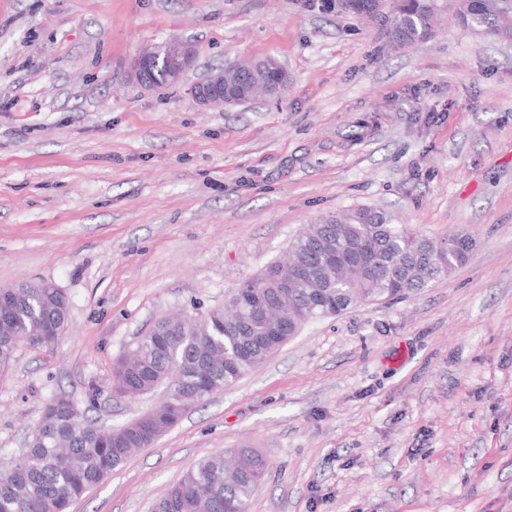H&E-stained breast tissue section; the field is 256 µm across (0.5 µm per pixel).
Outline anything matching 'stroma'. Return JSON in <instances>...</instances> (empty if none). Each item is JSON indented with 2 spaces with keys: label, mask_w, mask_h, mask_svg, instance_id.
<instances>
[{
  "label": "stroma",
  "mask_w": 512,
  "mask_h": 512,
  "mask_svg": "<svg viewBox=\"0 0 512 512\" xmlns=\"http://www.w3.org/2000/svg\"><path fill=\"white\" fill-rule=\"evenodd\" d=\"M173 37L197 49L183 84L142 87L132 57ZM265 56L279 98L185 91ZM358 206L473 247L407 298L308 322L67 512H151L235 448L269 464L249 512H512V43L447 13L396 48L341 0H0V287L69 300L61 341L0 372V461L56 394L109 425L158 406L111 398L113 362Z\"/></svg>",
  "instance_id": "35a3bbf8"
}]
</instances>
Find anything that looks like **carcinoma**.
I'll use <instances>...</instances> for the list:
<instances>
[{"label":"carcinoma","mask_w":512,"mask_h":512,"mask_svg":"<svg viewBox=\"0 0 512 512\" xmlns=\"http://www.w3.org/2000/svg\"><path fill=\"white\" fill-rule=\"evenodd\" d=\"M459 26L468 32L512 40V0H446ZM379 0H343L344 9L376 16ZM440 10L439 0H393L385 17L390 42L407 46L427 38ZM276 75L247 70L225 72V85L252 95L256 84ZM327 234L336 253V279L325 293L310 287L324 260L314 239ZM439 246L408 224L370 207H357L309 225L291 244L283 261L269 263L257 276L235 288L229 306L195 315L160 318L131 352L112 366L110 393L131 397L165 389V400L150 413L115 427L100 425L66 395L44 407L43 421L23 454L0 465V512H65L69 503L102 483L132 454L174 427L191 407L231 386L265 360L261 349L246 346L252 333L251 301L269 291L272 281L287 279L292 288L273 313L282 319L299 315L312 320L339 315L369 302H390L451 274L467 259L458 250L437 269L426 252ZM375 260L371 274L360 273L356 257ZM0 305L11 317L0 320V372L8 368L19 343L54 347L64 334L69 301L59 288L33 283L0 289ZM268 464L252 448L236 456L199 460L154 506L155 512H249L250 500L264 481Z\"/></svg>","instance_id":"cac0c4a2"}]
</instances>
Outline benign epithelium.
<instances>
[{
	"instance_id": "obj_1",
	"label": "benign epithelium",
	"mask_w": 512,
	"mask_h": 512,
	"mask_svg": "<svg viewBox=\"0 0 512 512\" xmlns=\"http://www.w3.org/2000/svg\"><path fill=\"white\" fill-rule=\"evenodd\" d=\"M195 57L196 49L191 42L171 40L160 47L140 51L132 60L131 74L146 88L153 89L162 84L173 86L182 82ZM188 94L205 108L228 105L229 101L225 99L224 68L214 69L202 80L192 84ZM286 287V282L273 284L268 300L254 308L255 316L266 322L267 328L272 331L278 330V326L268 321L269 311L276 303L280 289Z\"/></svg>"
}]
</instances>
